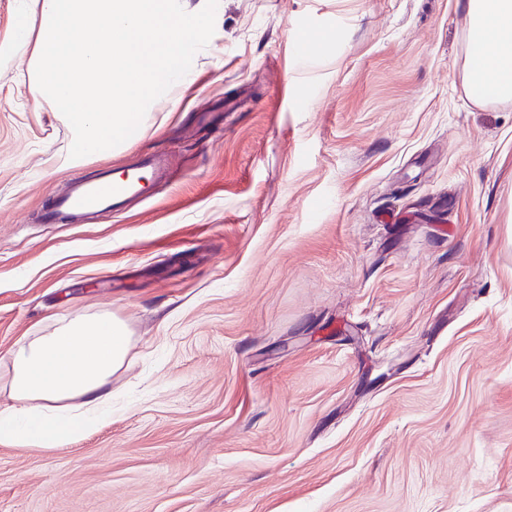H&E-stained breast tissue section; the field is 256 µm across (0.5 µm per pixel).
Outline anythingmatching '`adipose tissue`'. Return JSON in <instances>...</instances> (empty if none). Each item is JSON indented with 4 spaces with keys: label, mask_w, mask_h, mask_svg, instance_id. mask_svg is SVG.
Returning <instances> with one entry per match:
<instances>
[{
    "label": "adipose tissue",
    "mask_w": 512,
    "mask_h": 512,
    "mask_svg": "<svg viewBox=\"0 0 512 512\" xmlns=\"http://www.w3.org/2000/svg\"><path fill=\"white\" fill-rule=\"evenodd\" d=\"M469 19L465 78L477 101L512 99V0H463ZM129 336L109 313L79 314L0 354V444L53 450L95 425L112 401Z\"/></svg>",
    "instance_id": "obj_1"
}]
</instances>
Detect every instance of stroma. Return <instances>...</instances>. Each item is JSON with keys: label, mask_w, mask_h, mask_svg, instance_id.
<instances>
[{"label": "stroma", "mask_w": 512, "mask_h": 512, "mask_svg": "<svg viewBox=\"0 0 512 512\" xmlns=\"http://www.w3.org/2000/svg\"><path fill=\"white\" fill-rule=\"evenodd\" d=\"M223 3L176 105L74 169L30 53L0 64V352L130 332L111 415L0 445V512H512V100L469 97L463 8ZM41 23L0 0V41ZM156 150L149 197L40 223Z\"/></svg>", "instance_id": "35a3bbf8"}]
</instances>
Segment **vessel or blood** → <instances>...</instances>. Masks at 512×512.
Here are the masks:
<instances>
[{
	"instance_id": "obj_1",
	"label": "vessel or blood",
	"mask_w": 512,
	"mask_h": 512,
	"mask_svg": "<svg viewBox=\"0 0 512 512\" xmlns=\"http://www.w3.org/2000/svg\"><path fill=\"white\" fill-rule=\"evenodd\" d=\"M145 195L146 190L133 168L118 181L111 180L105 171L93 180L77 177L72 180L69 192L54 197L51 208L44 211L42 221L54 224L64 218L81 224L95 214L120 209Z\"/></svg>"
}]
</instances>
